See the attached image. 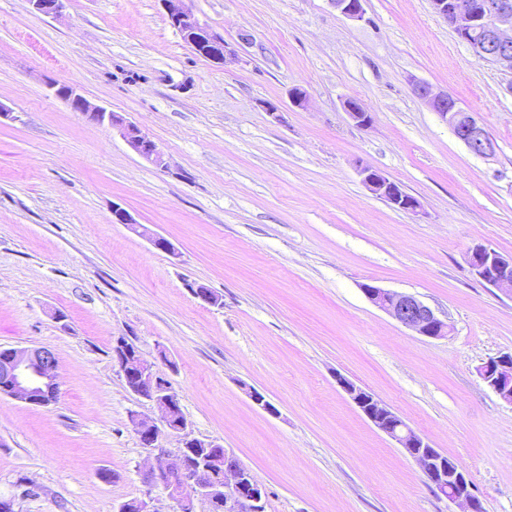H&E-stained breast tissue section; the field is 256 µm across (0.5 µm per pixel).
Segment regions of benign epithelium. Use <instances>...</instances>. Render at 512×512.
I'll list each match as a JSON object with an SVG mask.
<instances>
[{
    "instance_id": "obj_1",
    "label": "benign epithelium",
    "mask_w": 512,
    "mask_h": 512,
    "mask_svg": "<svg viewBox=\"0 0 512 512\" xmlns=\"http://www.w3.org/2000/svg\"><path fill=\"white\" fill-rule=\"evenodd\" d=\"M31 8L41 14L57 16L64 0H27ZM170 24L188 41L189 47L207 59L224 64L235 57V50L209 24L187 6L186 0H160ZM344 16L362 21L364 0H330ZM435 12L449 19L481 60L512 75V0H461L448 10V0H432ZM54 96L66 102L73 111L90 121L116 130L127 145L141 158L155 164L162 163L161 152L155 142L141 129L101 106L91 104L69 84H52ZM412 92L431 111L445 122L455 137L472 153L483 158L496 154V143L480 123L477 114L464 107L452 94L437 91L430 84L412 82ZM344 111L359 127L372 123L366 104L358 98L344 101ZM366 188L385 199L394 209L417 214L422 205L398 182L371 166L359 169ZM471 274L495 288L512 290V257L504 256L488 244H476L467 253ZM362 291L377 308L386 312L402 326L421 336L439 338L450 332L449 324L434 309L412 294L365 284ZM112 358L122 372L127 389L150 402L161 412L163 426L134 420L141 447L155 454L157 464L147 477L148 489L135 501L136 512H157L152 505V492L161 489L173 499L179 512H197L196 505L205 503L209 512L221 506V512H262V486L242 467H224L223 481L208 479L212 468L187 460L190 448H206L204 440L187 432L184 419L171 423L179 403L169 382L159 383L153 364L140 355H133L130 342L116 340ZM482 381L504 401L512 403V353L490 358L477 367ZM59 361L55 353L45 347L10 348L0 350V380L5 382L8 396L26 404L47 406L59 392ZM338 386L349 396L358 410L380 431L395 440L405 453L417 462L429 483L452 503L464 507L462 512H484L481 500L474 492L467 470L455 459L434 448L416 433L400 416L371 393L357 386L349 378L336 375ZM181 435V446L170 453L162 445L163 429Z\"/></svg>"
}]
</instances>
